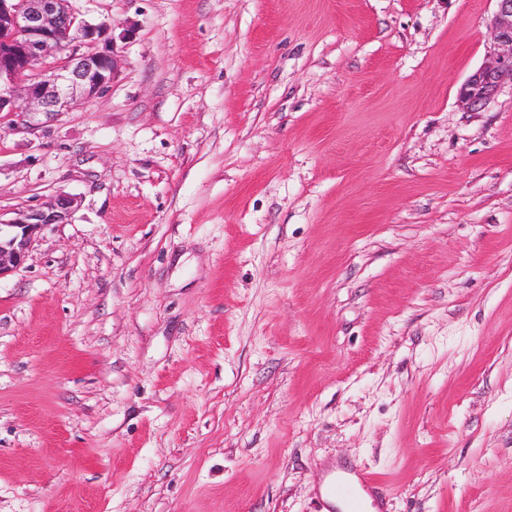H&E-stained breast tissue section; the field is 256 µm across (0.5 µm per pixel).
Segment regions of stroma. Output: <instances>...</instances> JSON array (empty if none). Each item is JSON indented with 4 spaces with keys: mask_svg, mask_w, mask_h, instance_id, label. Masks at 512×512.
I'll return each instance as SVG.
<instances>
[{
    "mask_svg": "<svg viewBox=\"0 0 512 512\" xmlns=\"http://www.w3.org/2000/svg\"><path fill=\"white\" fill-rule=\"evenodd\" d=\"M109 87L0 113V512H512L495 0H71ZM489 27L492 50L486 61L466 80L459 92L463 108L484 105L505 85L512 86V0H495ZM77 206L76 197L58 194L43 204L18 210L8 221L0 215V277L20 268L38 234L48 225L66 223ZM373 482L364 469L345 471L329 481L327 495L342 498L348 512H367L366 504L370 501Z\"/></svg>",
    "mask_w": 512,
    "mask_h": 512,
    "instance_id": "35a3bbf8",
    "label": "stroma"
}]
</instances>
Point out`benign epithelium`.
I'll return each mask as SVG.
<instances>
[{
    "mask_svg": "<svg viewBox=\"0 0 512 512\" xmlns=\"http://www.w3.org/2000/svg\"><path fill=\"white\" fill-rule=\"evenodd\" d=\"M495 2L492 50L460 88L459 102L466 109L512 85V0ZM68 3L0 0V112H61L112 82L117 59L109 27L78 19ZM77 206L76 197L58 194L8 221L0 219V276L20 268L38 234L66 223Z\"/></svg>",
    "mask_w": 512,
    "mask_h": 512,
    "instance_id": "1",
    "label": "benign epithelium"
}]
</instances>
